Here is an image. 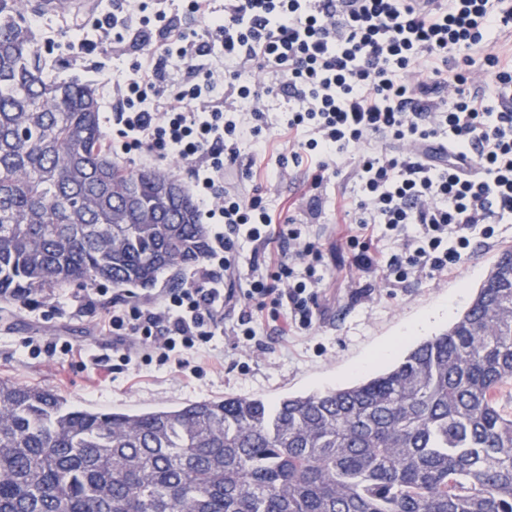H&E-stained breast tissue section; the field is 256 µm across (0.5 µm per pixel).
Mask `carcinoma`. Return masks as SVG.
I'll return each instance as SVG.
<instances>
[{"instance_id":"1","label":"carcinoma","mask_w":512,"mask_h":512,"mask_svg":"<svg viewBox=\"0 0 512 512\" xmlns=\"http://www.w3.org/2000/svg\"><path fill=\"white\" fill-rule=\"evenodd\" d=\"M30 0H0V302L147 287L209 249L192 196L102 146L94 89L44 76ZM512 248L393 367L276 401L138 413L0 381V512H512Z\"/></svg>"}]
</instances>
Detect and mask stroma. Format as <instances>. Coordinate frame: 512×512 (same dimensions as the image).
<instances>
[{"mask_svg": "<svg viewBox=\"0 0 512 512\" xmlns=\"http://www.w3.org/2000/svg\"><path fill=\"white\" fill-rule=\"evenodd\" d=\"M119 0H84L80 8L42 12L32 20L49 76L96 84L100 124L106 136L117 133L112 89L100 86L101 76L126 71L139 58V38L102 44L79 54V38H93L102 12ZM273 127L264 164L267 207L279 210L284 199L296 203V215L312 219L313 241L322 258L324 276L309 330L281 338L260 325L254 337L231 333L215 337L210 357L200 359L201 374L181 371L176 363L160 366L137 360L124 363L112 351V337L101 329L113 302L148 306L185 278V270L166 272L149 288L71 285L48 289L22 303L0 306V380L54 390L70 404L90 409L135 413L146 408L178 407L227 396H261L276 400L349 385L386 369L375 352L395 337L410 335L412 343L447 329L469 305L498 252L512 246V223L499 227L496 243L473 241L467 260L452 276H412L393 285L359 270L354 255L340 240L336 207L340 197H356L358 187L340 177L314 184V164L280 171L282 130L289 104L283 96L267 102ZM62 338L74 352L35 356L29 340L43 343Z\"/></svg>", "mask_w": 512, "mask_h": 512, "instance_id": "obj_1", "label": "stroma"}]
</instances>
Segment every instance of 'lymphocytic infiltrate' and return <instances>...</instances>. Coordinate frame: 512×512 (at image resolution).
Masks as SVG:
<instances>
[{"instance_id": "f902f5d3", "label": "lymphocytic infiltrate", "mask_w": 512, "mask_h": 512, "mask_svg": "<svg viewBox=\"0 0 512 512\" xmlns=\"http://www.w3.org/2000/svg\"><path fill=\"white\" fill-rule=\"evenodd\" d=\"M127 2L80 50L124 42L134 26L142 46L185 64L170 107L152 58L113 80L119 134L145 163L189 165L199 213L219 230L184 287L150 308L113 306L104 327L124 362L144 348L184 365L223 334L228 311L243 336L263 310L280 335L310 328L323 282L312 225L275 220L260 186L244 196L224 185L243 139L265 149L264 96L287 97V126L299 133L279 168L314 157L335 177L349 163L359 195L338 206L346 242L384 283L453 273L473 236L495 243V225L512 222V61L497 46L512 33V0H224L220 14L209 0H185L205 22L199 37L145 0ZM254 69L264 81L243 80ZM388 237L400 252L384 262ZM242 239L264 254L246 274L235 256Z\"/></svg>"}]
</instances>
